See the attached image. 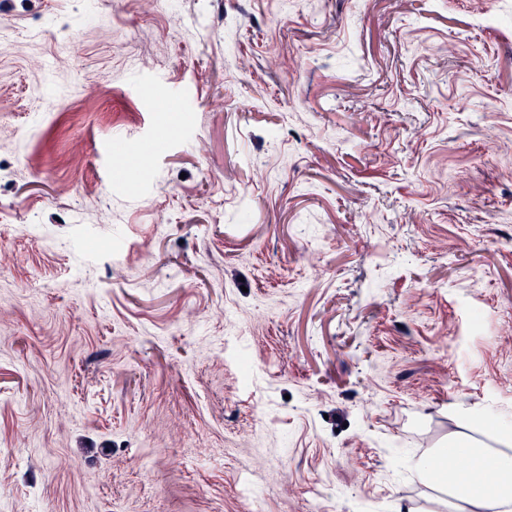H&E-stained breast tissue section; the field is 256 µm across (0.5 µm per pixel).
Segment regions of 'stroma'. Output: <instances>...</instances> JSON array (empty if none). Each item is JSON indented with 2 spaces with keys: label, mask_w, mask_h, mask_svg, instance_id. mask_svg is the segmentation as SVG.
<instances>
[{
  "label": "stroma",
  "mask_w": 512,
  "mask_h": 512,
  "mask_svg": "<svg viewBox=\"0 0 512 512\" xmlns=\"http://www.w3.org/2000/svg\"><path fill=\"white\" fill-rule=\"evenodd\" d=\"M0 168V512H453L512 418V0H0ZM479 417V420H476ZM458 430L449 441L450 447L465 451L471 461L467 474L448 472L447 465L441 458L437 459L439 472L438 483L453 498L455 512H494L500 511L512 502V425L502 421L498 416L477 415L457 424ZM489 434L499 448L488 447L473 434ZM492 460L499 471L496 485V473L491 468L482 471V485L478 473L488 461Z\"/></svg>",
  "instance_id": "1"
}]
</instances>
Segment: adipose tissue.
Here are the masks:
<instances>
[{
    "label": "adipose tissue",
    "mask_w": 512,
    "mask_h": 512,
    "mask_svg": "<svg viewBox=\"0 0 512 512\" xmlns=\"http://www.w3.org/2000/svg\"><path fill=\"white\" fill-rule=\"evenodd\" d=\"M484 434L493 437L494 446L481 442ZM449 444L465 451L471 461L468 473H453L444 466L438 472L439 484L455 501V512H500L512 503V424L495 415L471 417L458 423ZM490 461L498 468L499 480L487 487L477 475Z\"/></svg>",
    "instance_id": "1"
}]
</instances>
